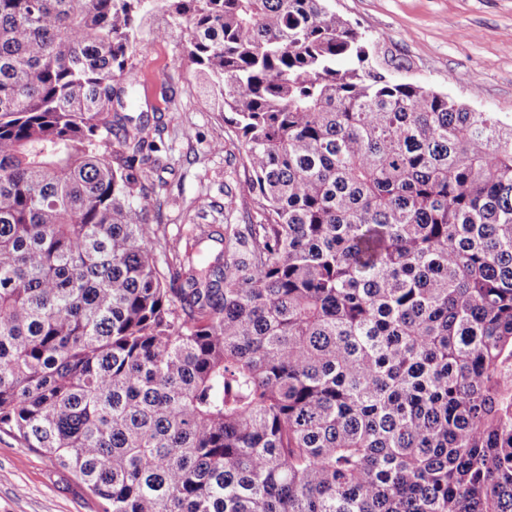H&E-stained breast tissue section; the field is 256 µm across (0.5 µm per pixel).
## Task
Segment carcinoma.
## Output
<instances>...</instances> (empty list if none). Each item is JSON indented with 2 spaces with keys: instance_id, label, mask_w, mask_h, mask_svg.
Returning a JSON list of instances; mask_svg holds the SVG:
<instances>
[{
  "instance_id": "cac0c4a2",
  "label": "carcinoma",
  "mask_w": 512,
  "mask_h": 512,
  "mask_svg": "<svg viewBox=\"0 0 512 512\" xmlns=\"http://www.w3.org/2000/svg\"><path fill=\"white\" fill-rule=\"evenodd\" d=\"M326 2L0 0V428L101 512H512V123ZM151 13L254 203L211 260L120 111Z\"/></svg>"
}]
</instances>
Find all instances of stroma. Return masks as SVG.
I'll list each match as a JSON object with an SVG mask.
<instances>
[{
  "label": "stroma",
  "instance_id": "1",
  "mask_svg": "<svg viewBox=\"0 0 512 512\" xmlns=\"http://www.w3.org/2000/svg\"><path fill=\"white\" fill-rule=\"evenodd\" d=\"M329 6L374 43L372 63L390 79L512 119V0H329ZM182 54L169 16L143 20L128 111L147 115L160 130L150 178L165 187L147 208L158 217L167 250L185 252L201 237L216 252L212 231L243 223L251 202L237 198L233 214L224 213L227 189L244 180L237 142L200 94L194 67L179 64ZM0 512L100 509L73 473L0 429Z\"/></svg>",
  "mask_w": 512,
  "mask_h": 512
}]
</instances>
